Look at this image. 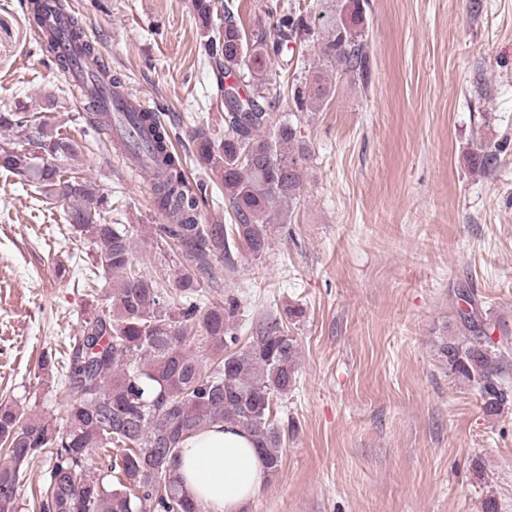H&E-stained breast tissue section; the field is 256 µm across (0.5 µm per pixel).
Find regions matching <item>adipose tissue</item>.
I'll return each mask as SVG.
<instances>
[{
  "label": "adipose tissue",
  "mask_w": 512,
  "mask_h": 512,
  "mask_svg": "<svg viewBox=\"0 0 512 512\" xmlns=\"http://www.w3.org/2000/svg\"><path fill=\"white\" fill-rule=\"evenodd\" d=\"M186 493L216 512H244L269 480L255 438L231 424H218L190 437L178 465Z\"/></svg>",
  "instance_id": "1"
}]
</instances>
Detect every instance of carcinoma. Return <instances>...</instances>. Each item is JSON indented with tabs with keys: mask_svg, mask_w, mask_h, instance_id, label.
<instances>
[{
	"mask_svg": "<svg viewBox=\"0 0 512 512\" xmlns=\"http://www.w3.org/2000/svg\"><path fill=\"white\" fill-rule=\"evenodd\" d=\"M203 40L200 52L216 76H238L249 95L224 108V137L196 135V161L220 179L233 210L230 224H202L207 184L190 181L172 151L170 131L157 113L133 117L148 124L152 137L141 142L156 170V207L166 223L153 225L155 239L174 244L179 271L172 291L135 270L129 225L111 224L108 204L92 181L64 175L61 159L76 161L82 145L61 135L45 118L26 112H0V168L32 178L49 199L74 205L64 220L95 250L93 267L115 288L113 304L82 317L69 357L65 425L42 417L19 422L16 410L0 404V512H21L23 469L49 453L46 487L33 498L38 512H206L190 498L178 473L187 439L215 424L229 423L251 433L271 473L281 465L284 428L273 418L274 399L288 395L298 370L297 339L275 319L252 321L239 345L230 324L237 304L198 300L203 275L217 263L234 269L232 249L260 259L269 247L279 206L292 203L303 187L309 150L291 121L273 122L281 92H271L270 54L300 41L288 86V108L302 112L329 103L335 80L348 74L368 79L365 16L361 0H336L335 15L320 31L308 17L292 12L279 18L277 40L247 33L238 10L224 5V25L213 23V0H193ZM42 51L62 69L70 59L53 40ZM506 146L481 145L470 153L471 168L489 172ZM470 309L458 308L451 332L439 337L437 351L448 374L479 389L487 415H497L512 392L500 382L495 324L484 316L471 289H457ZM197 329L216 354L204 370L188 336ZM120 449L112 461L115 479L89 471L90 452Z\"/></svg>",
	"mask_w": 512,
	"mask_h": 512,
	"instance_id": "1",
	"label": "carcinoma"
}]
</instances>
